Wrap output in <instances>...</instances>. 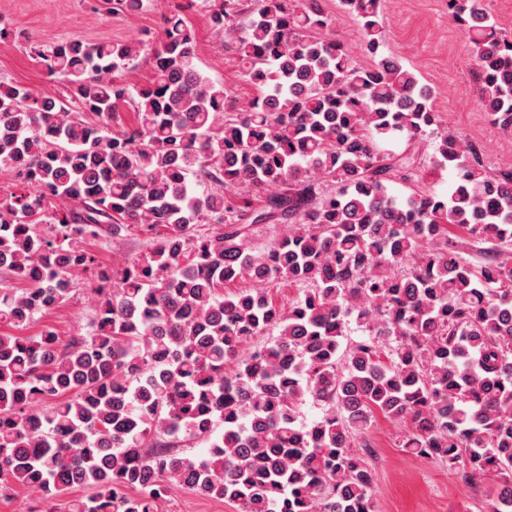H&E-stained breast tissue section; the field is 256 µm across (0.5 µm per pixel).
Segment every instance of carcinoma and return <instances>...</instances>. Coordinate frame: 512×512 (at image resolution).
<instances>
[{"instance_id": "obj_1", "label": "carcinoma", "mask_w": 512, "mask_h": 512, "mask_svg": "<svg viewBox=\"0 0 512 512\" xmlns=\"http://www.w3.org/2000/svg\"><path fill=\"white\" fill-rule=\"evenodd\" d=\"M208 2L256 90L241 107L196 66V0L163 16L152 79L134 89L122 75L143 44L44 45L0 21L67 87L35 98L0 84V166L16 178L0 195V265L28 283L0 288V491L94 490L68 512H158L175 487L236 512H375V471L353 446L383 417L410 425L412 454L500 476L488 512H512V174H489L383 54L380 0H341L370 65L316 35L331 26L321 0H256L241 27L242 0ZM448 10L480 108L511 132L512 38L486 0ZM398 135L435 137L447 194L390 193L410 178L384 148ZM232 189L261 205L232 204ZM257 224L287 232L256 253ZM455 229L499 250L473 264ZM129 230L154 246L116 288L87 245ZM78 269L94 281L92 331L20 335L69 298ZM240 279L253 287L224 294ZM276 280L303 286L286 311ZM352 323L367 335L345 346ZM307 396L323 406L310 424ZM198 442L200 456L174 449Z\"/></svg>"}]
</instances>
